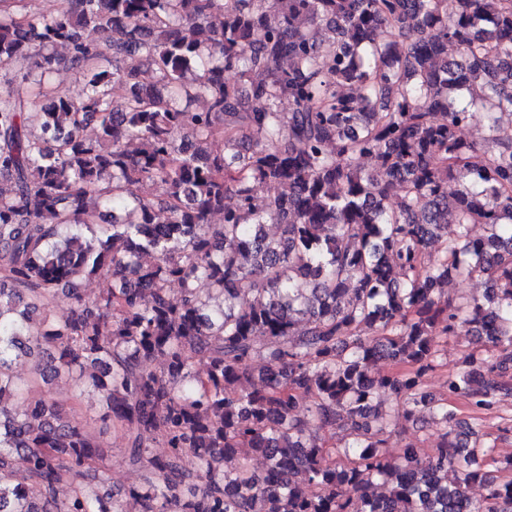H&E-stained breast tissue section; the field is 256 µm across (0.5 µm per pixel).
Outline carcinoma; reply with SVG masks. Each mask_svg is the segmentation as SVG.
I'll return each mask as SVG.
<instances>
[{
  "mask_svg": "<svg viewBox=\"0 0 512 512\" xmlns=\"http://www.w3.org/2000/svg\"><path fill=\"white\" fill-rule=\"evenodd\" d=\"M19 2L0 0V512H119L111 448L58 380L100 396L141 512H512V480L474 468L494 448L425 390L460 324L487 356L448 394L483 415L512 397V0H455L451 22L448 0H63L50 17ZM57 45L78 101L44 89ZM137 54L147 86L121 66ZM477 105L481 147L461 136ZM453 272L485 279L484 300L448 296ZM380 360L393 371L370 375ZM385 392L429 414L434 448L380 449Z\"/></svg>",
  "mask_w": 512,
  "mask_h": 512,
  "instance_id": "carcinoma-1",
  "label": "carcinoma"
}]
</instances>
